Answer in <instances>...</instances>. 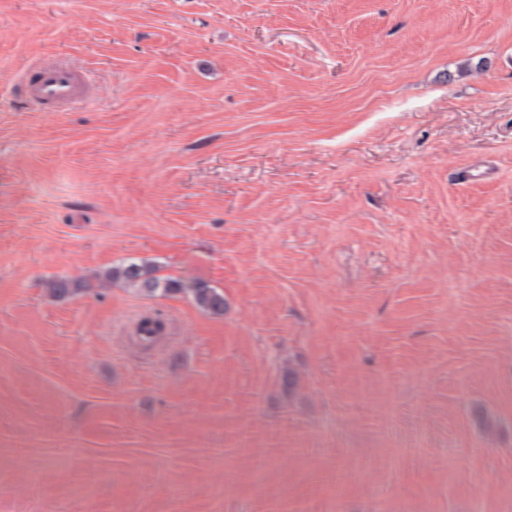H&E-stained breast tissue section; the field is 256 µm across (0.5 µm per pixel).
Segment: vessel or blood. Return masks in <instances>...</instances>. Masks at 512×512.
<instances>
[{"mask_svg": "<svg viewBox=\"0 0 512 512\" xmlns=\"http://www.w3.org/2000/svg\"><path fill=\"white\" fill-rule=\"evenodd\" d=\"M82 96L80 80L67 65L44 63L30 75L28 97L40 110L62 108Z\"/></svg>", "mask_w": 512, "mask_h": 512, "instance_id": "1", "label": "vessel or blood"}]
</instances>
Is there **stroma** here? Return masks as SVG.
<instances>
[{"label":"stroma","instance_id":"obj_1","mask_svg":"<svg viewBox=\"0 0 512 512\" xmlns=\"http://www.w3.org/2000/svg\"><path fill=\"white\" fill-rule=\"evenodd\" d=\"M0 512H512V0H0ZM28 97L41 111L58 109L83 97L79 78L71 68L61 63H43L32 71ZM158 265L150 262H122L111 268L95 272L89 277H54L47 282L50 294L57 299H66L79 293L97 292L115 286L133 288L148 296H173L183 294L205 312L224 316L227 302L224 291L197 281L191 285L181 280L159 276Z\"/></svg>","mask_w":512,"mask_h":512}]
</instances>
